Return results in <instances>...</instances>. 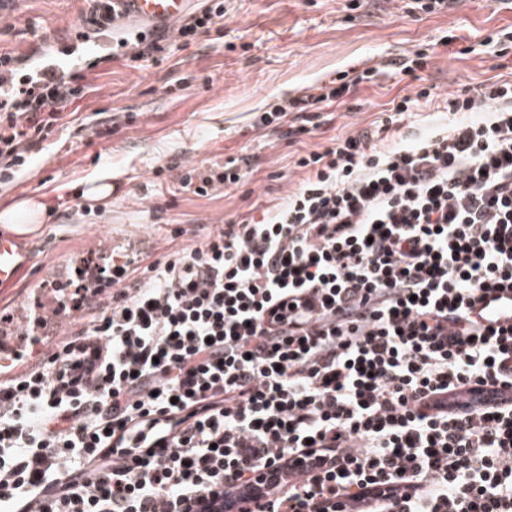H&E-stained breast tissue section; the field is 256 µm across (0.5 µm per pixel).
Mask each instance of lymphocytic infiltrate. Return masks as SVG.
I'll return each mask as SVG.
<instances>
[{
	"label": "lymphocytic infiltrate",
	"instance_id": "1",
	"mask_svg": "<svg viewBox=\"0 0 512 512\" xmlns=\"http://www.w3.org/2000/svg\"><path fill=\"white\" fill-rule=\"evenodd\" d=\"M208 0L174 41L226 17ZM373 68L256 116L295 141ZM69 71L0 93V180L84 92ZM379 128L301 157L299 186L150 262L113 260L114 290L37 372L0 382V512H202L282 461L314 469L258 512H512V405L448 413L442 395L512 385V325L471 315L512 289V80L449 95L446 127ZM251 158L184 174L195 194Z\"/></svg>",
	"mask_w": 512,
	"mask_h": 512
}]
</instances>
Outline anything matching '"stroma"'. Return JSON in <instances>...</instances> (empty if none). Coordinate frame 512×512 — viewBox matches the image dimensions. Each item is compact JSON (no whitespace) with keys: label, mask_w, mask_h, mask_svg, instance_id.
Masks as SVG:
<instances>
[{"label":"stroma","mask_w":512,"mask_h":512,"mask_svg":"<svg viewBox=\"0 0 512 512\" xmlns=\"http://www.w3.org/2000/svg\"><path fill=\"white\" fill-rule=\"evenodd\" d=\"M411 0H364L346 11L342 0H233L218 29L171 51L135 61L133 41L142 31L128 19L124 31L91 30L94 54L89 88L76 100L67 127L50 135L25 177L0 181V200L51 192L104 167L122 175L109 205L71 199L58 207L38 235L24 238L33 272L85 255L92 230L111 234L115 255L159 257L167 247L200 239L224 220L274 204L298 187L299 155L331 137L369 127L392 100L428 89L416 106L418 123L405 138L448 123V93L494 75L512 78V48L494 55L482 41L512 25V0H455L436 14L411 12ZM87 0H8L0 11V52L23 54L47 44L66 46L64 26ZM452 45H444V38ZM425 68L401 71L415 53ZM108 64L92 67L96 56ZM379 66L373 81L349 96L344 114L302 142L273 141L254 118L281 98L338 73ZM252 157L253 174L238 186L199 196L179 184L192 168Z\"/></svg>","instance_id":"1"}]
</instances>
